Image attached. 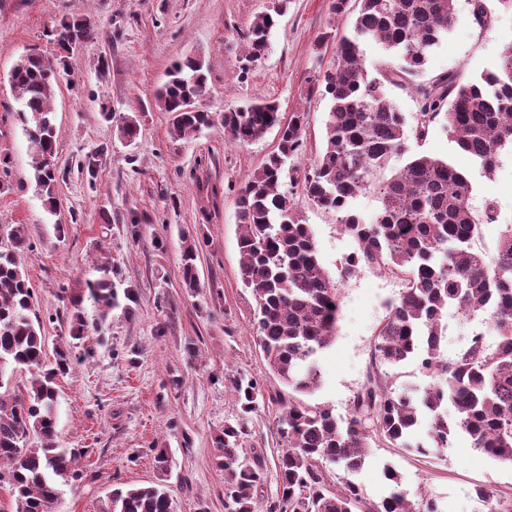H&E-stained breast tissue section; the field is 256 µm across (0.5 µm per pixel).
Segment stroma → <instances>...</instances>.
<instances>
[{
    "label": "stroma",
    "instance_id": "obj_1",
    "mask_svg": "<svg viewBox=\"0 0 512 512\" xmlns=\"http://www.w3.org/2000/svg\"><path fill=\"white\" fill-rule=\"evenodd\" d=\"M273 0H0V159H7L12 187L0 193V231L23 225L31 243L22 264L36 292L48 348L67 336L68 318L59 296L79 300L87 319L98 314L86 291L96 266L112 262L134 287V317L113 311L102 332L90 334L82 359L61 378L57 430L62 447L81 451L76 485L64 487L55 512H102L112 487L168 485L175 512H224V472L216 465L213 433L240 415L234 379L260 382L264 400L247 421L244 454L262 450L275 463L283 449L276 434L281 412L272 376L255 342V301L239 276L237 192L277 149L276 130L247 145L228 143L216 125L187 139L172 138L170 118L156 111L154 93L171 62L193 57L208 74L206 108L214 112L274 101L284 114H307L304 147L292 161L307 169L324 142L328 102L309 93V79L332 67L333 45L317 46L318 35L336 25L332 0H289L271 37L268 53L246 62L243 35ZM457 21L431 51L416 77L428 83L456 71L464 78L493 69L512 41V14H498L492 27L468 22V0H456ZM90 20L97 33L70 58L56 89L59 208L49 212L37 191L32 158L10 84L15 62L32 48L53 53L51 30L61 17ZM109 109L113 121L101 117ZM140 115L134 142L122 140L117 118ZM451 161L473 186L471 207L485 199L498 205L497 223L482 226L476 248L493 255L503 225H512V148L504 149L493 173L461 155L441 126L424 143L408 141L383 177L396 174L417 153ZM96 153V174L80 167ZM296 204L310 224L322 264L336 274L356 251L341 234L335 212L319 209L303 195ZM200 244V293L180 286L182 232ZM342 311L336 341L322 358V382L309 404L327 405L348 417L372 365L377 331L386 303L397 298L399 279L369 270L339 285ZM195 354H187V344ZM169 452L167 470L152 451ZM393 466L410 500L427 492L442 512H488L476 495L484 487L512 503V464L474 451L458 437L438 455L420 457L386 443L373 444L355 479L368 502L386 491L382 471Z\"/></svg>",
    "mask_w": 512,
    "mask_h": 512
}]
</instances>
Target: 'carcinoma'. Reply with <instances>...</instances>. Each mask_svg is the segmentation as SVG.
Wrapping results in <instances>:
<instances>
[{"label": "carcinoma", "mask_w": 512, "mask_h": 512, "mask_svg": "<svg viewBox=\"0 0 512 512\" xmlns=\"http://www.w3.org/2000/svg\"><path fill=\"white\" fill-rule=\"evenodd\" d=\"M286 8L278 2L252 20L244 34L247 61L268 52ZM503 10L512 11V0H471V23L487 28L495 12ZM456 19L455 0H358L353 34L336 44L334 67L310 81L309 92L327 99L329 110L323 150L303 172L285 169L304 145L305 113L286 117L274 101L224 112L186 109L188 100L204 97L208 88L204 64L196 58L174 61L168 80L155 92V108L169 114L175 139L220 124L230 142L245 145L278 129L277 151L238 192L237 246L240 280L256 304L258 346L272 375L296 396L280 400L279 491L265 498L259 494L265 457L241 455L246 419L264 393L251 380L233 382L241 417L213 436L217 465L224 469L225 512H357L365 502L362 485L345 479L332 489L326 469L334 465L349 475L358 473L376 441L428 457L463 434L474 450L512 464V226L500 232L493 257L473 248L480 225L498 221L497 204L487 199L474 214L471 182L446 159L417 155L391 178L378 179L409 140H425L439 120L458 151L488 174L504 147L512 146V40L493 71L466 81L448 72L427 85L413 83ZM53 36L61 53L22 55L10 83L37 187L54 212L58 160L50 102L68 69L66 53L75 44L93 41L95 28L86 19L63 18ZM370 42L383 45L387 53L372 71L364 50ZM408 85L418 104L410 119L389 93L391 87ZM139 127V116L128 115L118 134L131 142ZM295 186L314 206L335 212L341 232L358 245L346 257L340 279L368 269L402 281L399 298L388 304L374 355L383 365L419 360L433 378L427 387L396 393L371 376L346 419L328 406L303 401L321 385L319 357L335 341L341 302L311 227L294 206ZM367 189L378 201L370 220L353 207ZM30 247L19 225L10 229L7 245L0 246V482L9 484L16 512H54L61 487L81 478L79 453L59 446L55 417L57 382L74 364L71 345L102 328L114 309L133 315L136 296L129 287L120 288L117 268L99 265L98 276L87 282L98 317L88 322L77 302H71L68 340L50 360L35 312L36 292L21 264V254ZM199 247L198 239L184 233L180 273L182 287L191 293L200 288ZM451 309L466 319L485 316L495 346L488 348L483 337L475 336L455 358H444ZM9 369L30 373V387H11ZM418 431L424 439L416 442ZM383 476L387 494L370 512H441L430 497L409 500L393 468L385 467ZM172 502L162 483L115 488L104 512H172Z\"/></svg>", "instance_id": "carcinoma-1"}]
</instances>
